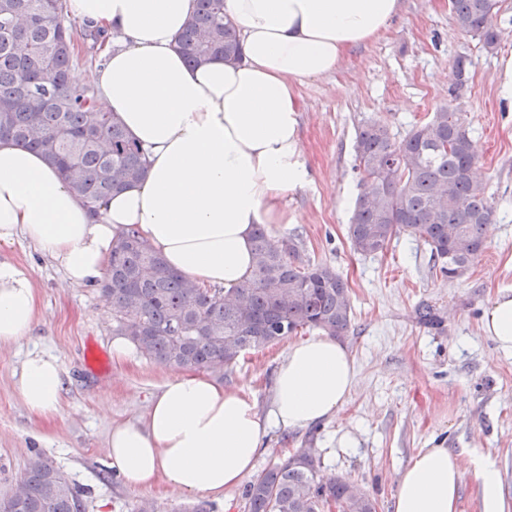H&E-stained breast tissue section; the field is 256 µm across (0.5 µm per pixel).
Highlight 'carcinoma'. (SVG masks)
<instances>
[{"label": "carcinoma", "instance_id": "1", "mask_svg": "<svg viewBox=\"0 0 512 512\" xmlns=\"http://www.w3.org/2000/svg\"><path fill=\"white\" fill-rule=\"evenodd\" d=\"M460 31L497 49L499 0H448ZM65 0H0V137L36 150L92 209L142 178L144 150L90 85L75 86L78 56ZM190 67L213 58L242 59V44L224 16V0H197L178 40ZM470 61H454L457 100ZM476 145L462 112L436 109L397 140L379 121L358 128L355 169L359 192L348 225L353 250L384 252L403 233L430 248L434 266L450 279L482 253L496 200L477 180ZM254 269L241 288H202L171 270L136 232L112 247L101 291L112 312V332L144 358L186 371L217 370L250 351L301 330L337 338L352 327L348 283L336 270L301 256L293 236L273 238L258 225ZM245 512H377V502L349 493V481L326 478L306 448L287 451L252 477ZM17 512H83V490L39 451H32L17 487Z\"/></svg>", "mask_w": 512, "mask_h": 512}]
</instances>
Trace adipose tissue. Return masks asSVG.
<instances>
[{
    "mask_svg": "<svg viewBox=\"0 0 512 512\" xmlns=\"http://www.w3.org/2000/svg\"><path fill=\"white\" fill-rule=\"evenodd\" d=\"M401 0H224L244 56L188 67L177 40L194 0H67V13L106 35L94 73L98 96L144 149V180L91 213L44 158L0 139V246L25 238L68 283L93 287L118 236L135 229L174 270L200 286L233 292L253 272L252 231L293 224L282 207L303 186L297 86L338 69L370 43ZM38 316L30 267L0 261V345L29 336ZM497 351L512 354V289L496 292L481 318ZM356 385L355 358L328 336L289 343L277 362L267 409L204 374L183 372L153 394L145 415L114 425L108 456L124 484L228 496L254 471L273 432L330 420ZM62 368L32 353L19 384L27 410L60 408ZM463 457L422 448L401 470L394 512H457ZM480 512H512L495 465H475Z\"/></svg>",
    "mask_w": 512,
    "mask_h": 512,
    "instance_id": "1",
    "label": "adipose tissue"
}]
</instances>
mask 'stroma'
<instances>
[{
    "label": "stroma",
    "instance_id": "stroma-1",
    "mask_svg": "<svg viewBox=\"0 0 512 512\" xmlns=\"http://www.w3.org/2000/svg\"><path fill=\"white\" fill-rule=\"evenodd\" d=\"M470 56L461 109L481 152L479 177L498 210L486 248L450 280L421 241L400 235L376 255L353 251L347 236L360 175L354 168L356 131L385 124L395 138L449 105L453 61ZM512 58V26L488 53L461 33L448 0H402L400 11L374 41L350 50L333 73L298 87L303 160L308 181L282 203L297 223L273 224L276 238L296 235L305 257L324 262L348 282L353 310L345 344L355 356L357 387L339 416L303 431L279 433L258 468L289 448H308L324 476L343 477L392 512L401 469L421 448L460 450L499 469L512 496V356L496 351L480 328L498 290L512 289V95L502 92L503 60ZM0 260L32 267L39 299L37 322L21 343L0 348V496L24 474L32 449L86 488L85 512H134L153 501L156 512H183L198 503L159 484L124 485L112 469L106 440L112 425L141 418L151 396L174 373L139 354L112 356V315L99 288L73 286L62 269L24 240L0 247ZM430 306L441 323H420ZM283 344L249 351L211 376L266 408ZM33 350L55 355L63 369L61 411L30 414L19 393L22 363ZM358 445L331 447L337 430Z\"/></svg>",
    "mask_w": 512,
    "mask_h": 512
}]
</instances>
